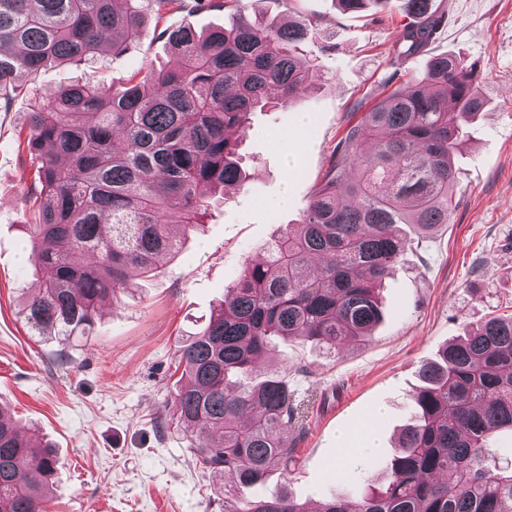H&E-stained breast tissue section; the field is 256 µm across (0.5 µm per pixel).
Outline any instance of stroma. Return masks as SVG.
<instances>
[{
	"label": "stroma",
	"mask_w": 512,
	"mask_h": 512,
	"mask_svg": "<svg viewBox=\"0 0 512 512\" xmlns=\"http://www.w3.org/2000/svg\"><path fill=\"white\" fill-rule=\"evenodd\" d=\"M433 5L443 23L427 56L451 53L474 66L486 102L454 155L452 221L411 232V247L382 286V319L367 341L336 355L312 341H282L254 371L258 380L285 374L310 403L295 471H272L264 488L288 492L310 510L332 495L357 498L366 478L382 484L410 422L421 365L469 326L512 313V0ZM239 11L270 23L312 19L307 50L319 80L290 105L251 114L240 146L244 185L212 202L177 254L162 257L152 277L135 278L132 296L105 302L91 333L66 344L17 315L22 296L38 286L25 230L32 174L18 133L39 101L64 85H108L162 66L169 46L147 26L138 48L120 58L107 52L90 68L42 70L34 92L0 112V404L53 447L48 512H224L217 477L203 473L172 417L179 349L206 326L245 262L265 256L300 222L350 112L424 75L427 56L395 60L410 21L401 0L357 13L342 12L335 0H242L219 10L200 0L164 23L201 31ZM342 448L351 449L353 464L340 470Z\"/></svg>",
	"instance_id": "obj_1"
}]
</instances>
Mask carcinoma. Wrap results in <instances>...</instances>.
Returning a JSON list of instances; mask_svg holds the SVG:
<instances>
[{"instance_id":"1","label":"carcinoma","mask_w":512,"mask_h":512,"mask_svg":"<svg viewBox=\"0 0 512 512\" xmlns=\"http://www.w3.org/2000/svg\"><path fill=\"white\" fill-rule=\"evenodd\" d=\"M184 7L0 0V109L41 69L93 65L107 49L119 56L141 41L149 19ZM403 8L415 22L395 55L410 58L442 18L430 0H403ZM311 26L241 17L205 36L165 28L172 64L110 87L70 84L29 114L25 150L36 171L26 229L39 287L18 315L32 330L60 341L85 335L104 302L131 293L133 273L152 271L177 248L175 230L199 226L211 198L242 184L236 134L257 108L290 103L315 77L303 53ZM480 83L456 56H434L423 79L349 123L300 223L266 257L245 263L202 334L180 347L173 416L191 430L189 449L203 468L226 479L224 512H308L286 492H260L272 469L295 470L290 437L303 431L304 401L275 373L243 380L278 339L332 353L371 336L382 317L380 287L409 246L402 225L427 233L451 223L452 156L484 109ZM420 380L383 489L330 496L315 512H512V470L492 466L491 446L497 433L512 432V314L439 350ZM55 472L49 446L0 408V512H46Z\"/></svg>"}]
</instances>
